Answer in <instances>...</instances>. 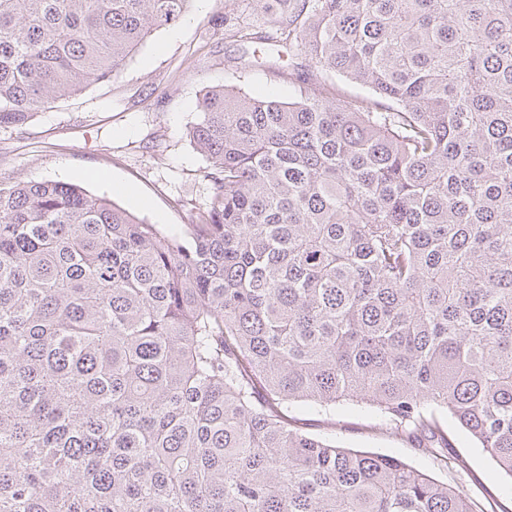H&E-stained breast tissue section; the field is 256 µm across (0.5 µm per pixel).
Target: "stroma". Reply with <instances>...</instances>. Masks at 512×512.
<instances>
[{
    "label": "stroma",
    "mask_w": 512,
    "mask_h": 512,
    "mask_svg": "<svg viewBox=\"0 0 512 512\" xmlns=\"http://www.w3.org/2000/svg\"><path fill=\"white\" fill-rule=\"evenodd\" d=\"M274 14L260 0H196L176 24L158 29L112 82L38 114L19 130L0 127V182L53 179L77 183L171 233L204 207L205 162L187 137L204 88L234 86L253 95L291 100L300 85L287 44H260L257 56L277 58L279 71L242 69L244 42L231 29L271 30ZM303 432L358 451L390 453L438 481L464 489L474 512H512V480L443 417L450 462L441 465L416 439L394 436L367 407L317 411L293 405Z\"/></svg>",
    "instance_id": "35a3bbf8"
}]
</instances>
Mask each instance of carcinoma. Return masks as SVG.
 <instances>
[{
	"label": "carcinoma",
	"mask_w": 512,
	"mask_h": 512,
	"mask_svg": "<svg viewBox=\"0 0 512 512\" xmlns=\"http://www.w3.org/2000/svg\"><path fill=\"white\" fill-rule=\"evenodd\" d=\"M189 6L0 0V127ZM297 9L295 100L202 93L210 197L180 233L0 183V512H472L296 403L368 405L444 458L447 415L512 479V0Z\"/></svg>",
	"instance_id": "obj_1"
}]
</instances>
